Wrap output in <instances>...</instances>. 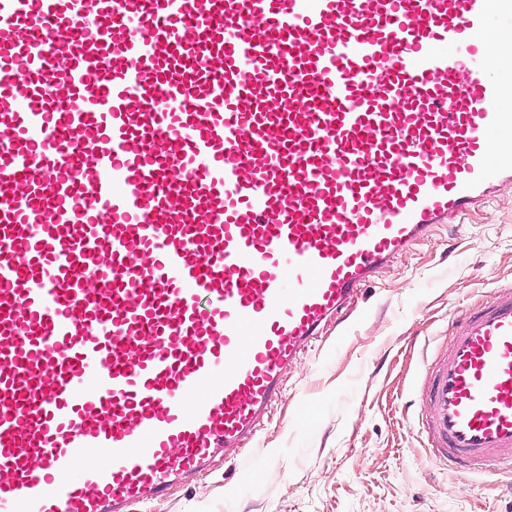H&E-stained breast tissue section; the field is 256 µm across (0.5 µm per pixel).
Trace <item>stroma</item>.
Returning <instances> with one entry per match:
<instances>
[{
    "label": "stroma",
    "instance_id": "obj_1",
    "mask_svg": "<svg viewBox=\"0 0 512 512\" xmlns=\"http://www.w3.org/2000/svg\"><path fill=\"white\" fill-rule=\"evenodd\" d=\"M512 283V183L394 259L291 366L255 439L133 512H512V469L433 466L416 382Z\"/></svg>",
    "mask_w": 512,
    "mask_h": 512
}]
</instances>
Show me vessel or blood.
I'll return each mask as SVG.
<instances>
[{
	"label": "vessel or blood",
	"instance_id": "vessel-or-blood-1",
	"mask_svg": "<svg viewBox=\"0 0 512 512\" xmlns=\"http://www.w3.org/2000/svg\"><path fill=\"white\" fill-rule=\"evenodd\" d=\"M512 0H0V512H129L251 442L379 270L512 181ZM512 448V286L423 369Z\"/></svg>",
	"mask_w": 512,
	"mask_h": 512
}]
</instances>
